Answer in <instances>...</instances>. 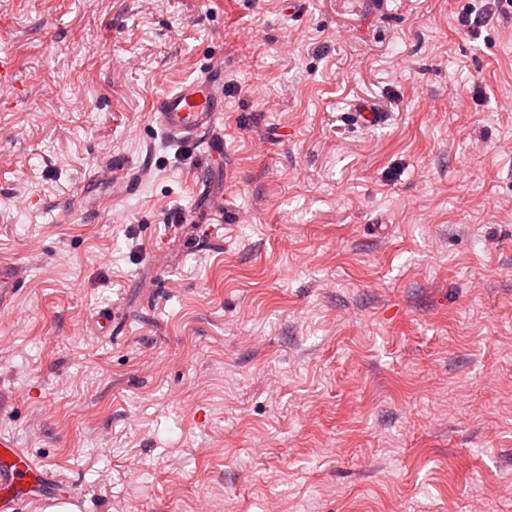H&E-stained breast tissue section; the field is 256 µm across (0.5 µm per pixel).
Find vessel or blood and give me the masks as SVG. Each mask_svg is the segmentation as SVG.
Segmentation results:
<instances>
[{
	"mask_svg": "<svg viewBox=\"0 0 512 512\" xmlns=\"http://www.w3.org/2000/svg\"><path fill=\"white\" fill-rule=\"evenodd\" d=\"M224 96L214 74L179 84L161 96L152 108V120L165 134L179 141L202 140L211 150L223 149ZM20 267L0 261V314H8L17 299ZM62 478L50 475L44 464L0 436V512H18L22 503L65 507L72 499L63 492Z\"/></svg>",
	"mask_w": 512,
	"mask_h": 512,
	"instance_id": "b4317fda",
	"label": "vessel or blood"
}]
</instances>
